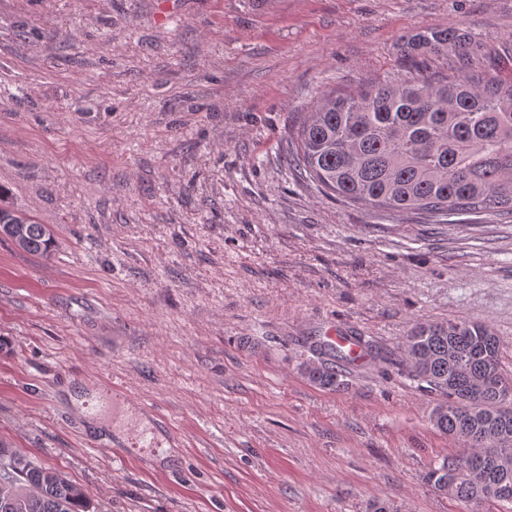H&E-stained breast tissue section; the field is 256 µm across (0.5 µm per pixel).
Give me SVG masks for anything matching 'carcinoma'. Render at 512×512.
I'll list each match as a JSON object with an SVG mask.
<instances>
[{
    "mask_svg": "<svg viewBox=\"0 0 512 512\" xmlns=\"http://www.w3.org/2000/svg\"><path fill=\"white\" fill-rule=\"evenodd\" d=\"M474 43L455 27L424 31L408 48L449 50L462 72L322 92L295 131L290 163L325 196L353 206L436 220L485 211L512 216V79L467 70ZM0 218L27 225L24 251H50L48 226L2 206ZM405 352L413 379L445 398L431 411L433 425L472 449L443 460L428 480L464 503L512 504V381L499 370V337L469 319L419 324ZM306 372L320 385H342L323 363ZM6 459L13 468L9 488L0 486V512H90L83 489L58 470L0 446V465Z\"/></svg>",
    "mask_w": 512,
    "mask_h": 512,
    "instance_id": "cac0c4a2",
    "label": "carcinoma"
}]
</instances>
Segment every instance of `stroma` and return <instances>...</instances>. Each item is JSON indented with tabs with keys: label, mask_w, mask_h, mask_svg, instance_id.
Returning a JSON list of instances; mask_svg holds the SVG:
<instances>
[{
	"label": "stroma",
	"mask_w": 512,
	"mask_h": 512,
	"mask_svg": "<svg viewBox=\"0 0 512 512\" xmlns=\"http://www.w3.org/2000/svg\"><path fill=\"white\" fill-rule=\"evenodd\" d=\"M449 26L512 78V0H0V200L55 236L0 237V443L94 512H466L404 346L478 321L512 376V218L347 205L288 160L322 90L456 73L406 47ZM330 329L387 364L314 384Z\"/></svg>",
	"instance_id": "1"
}]
</instances>
